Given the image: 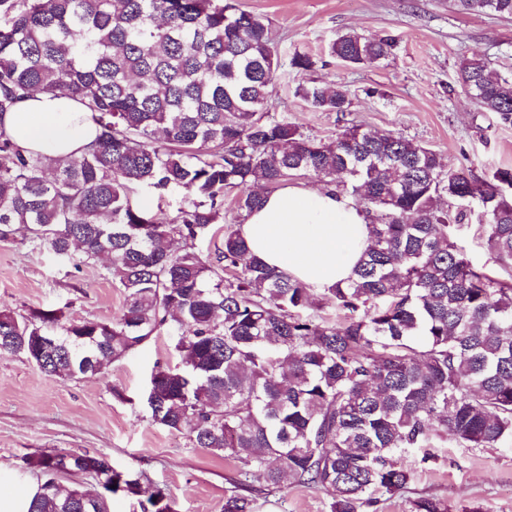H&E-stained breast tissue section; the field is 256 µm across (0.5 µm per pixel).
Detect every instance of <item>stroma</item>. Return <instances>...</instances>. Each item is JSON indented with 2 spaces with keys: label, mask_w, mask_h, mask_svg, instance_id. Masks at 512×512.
Listing matches in <instances>:
<instances>
[{
  "label": "stroma",
  "mask_w": 512,
  "mask_h": 512,
  "mask_svg": "<svg viewBox=\"0 0 512 512\" xmlns=\"http://www.w3.org/2000/svg\"><path fill=\"white\" fill-rule=\"evenodd\" d=\"M268 18L283 59L310 55L311 78L343 85L347 112H315L295 94L290 66L275 74L268 110L286 116L305 135L326 139L345 127L394 132L437 151L452 170L492 174L512 168V126L481 109L458 82L462 57L485 58L512 74V18L461 14L448 0H233ZM355 30L395 38L392 56L352 66L331 57L328 44ZM125 297L101 264L57 259L35 249L17 230L0 241V309L20 314L66 308L79 319L109 321ZM174 339L161 333L101 374L61 380L19 356H0V488L22 491L38 481L20 458L56 448L105 454L113 467L140 475L141 490L167 489L177 512H224V491L237 476L236 460L194 448L186 435L153 424L145 393L155 363L176 365ZM412 470L405 489L382 496L379 512H411L429 497L448 512H512V448L442 447L429 461L411 450L398 459ZM253 512H329L321 491L286 485L244 488Z\"/></svg>",
  "instance_id": "35a3bbf8"
}]
</instances>
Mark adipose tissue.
I'll return each instance as SVG.
<instances>
[{
    "label": "adipose tissue",
    "instance_id": "ef3b65f1",
    "mask_svg": "<svg viewBox=\"0 0 512 512\" xmlns=\"http://www.w3.org/2000/svg\"><path fill=\"white\" fill-rule=\"evenodd\" d=\"M0 132L23 153L71 160L96 141L99 128L79 100L36 94L0 115ZM241 232L253 257L318 291L346 281L369 240L360 208L333 187L266 194Z\"/></svg>",
    "mask_w": 512,
    "mask_h": 512
}]
</instances>
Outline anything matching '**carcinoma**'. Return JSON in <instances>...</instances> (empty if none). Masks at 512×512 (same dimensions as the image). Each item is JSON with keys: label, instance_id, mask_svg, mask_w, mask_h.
I'll return each mask as SVG.
<instances>
[{"label": "carcinoma", "instance_id": "obj_1", "mask_svg": "<svg viewBox=\"0 0 512 512\" xmlns=\"http://www.w3.org/2000/svg\"><path fill=\"white\" fill-rule=\"evenodd\" d=\"M452 9L512 18V0H449ZM395 39L348 31L329 43L349 65L376 64ZM295 94L345 112L348 91L306 78ZM280 66L270 23L224 0H0V114L22 98L66 91L92 112L95 143L78 159L26 155L0 133V240L23 226L35 249L104 272L125 296L110 322L52 311L0 310V355L42 373L83 379L165 330L181 364L156 365L151 421L193 447L240 463L224 512H252V482L315 488L331 512H377L411 473L410 449L512 446V168L487 177L447 171L433 149L351 126L328 140L263 111ZM464 92L512 124V78L485 59L459 64ZM313 174L358 198L370 243L353 275L314 290L249 257L235 209ZM157 198L141 206L137 193ZM184 193L177 214L163 204ZM493 271L459 244L471 220ZM222 225V246L196 241ZM40 475L30 512H112L139 475L89 450L23 457ZM97 481L92 494L63 474ZM140 512H175L158 488Z\"/></svg>", "mask_w": 512, "mask_h": 512}]
</instances>
